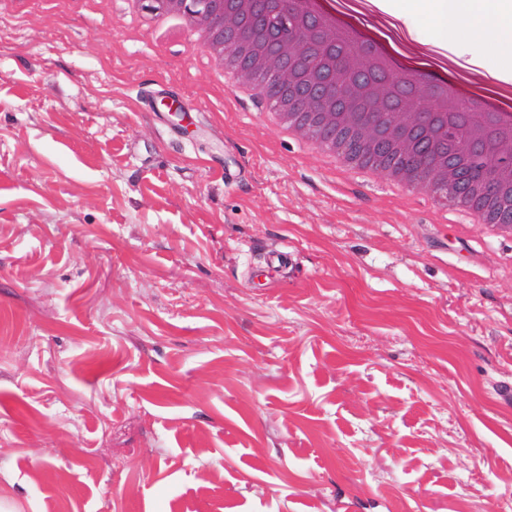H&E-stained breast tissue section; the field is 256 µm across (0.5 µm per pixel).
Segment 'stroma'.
Listing matches in <instances>:
<instances>
[{
  "label": "stroma",
  "instance_id": "35a3bbf8",
  "mask_svg": "<svg viewBox=\"0 0 512 512\" xmlns=\"http://www.w3.org/2000/svg\"><path fill=\"white\" fill-rule=\"evenodd\" d=\"M238 86L0 0V512H512V239Z\"/></svg>",
  "mask_w": 512,
  "mask_h": 512
}]
</instances>
